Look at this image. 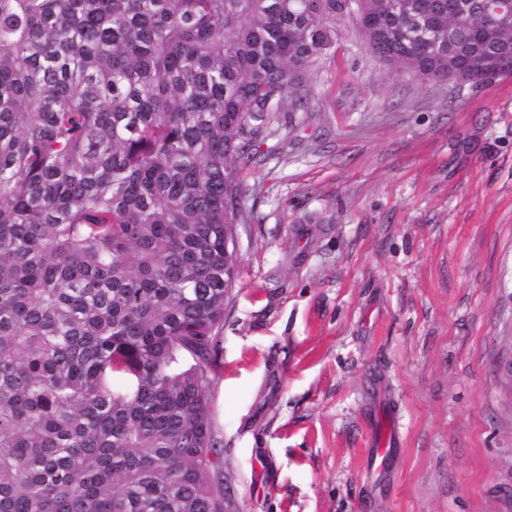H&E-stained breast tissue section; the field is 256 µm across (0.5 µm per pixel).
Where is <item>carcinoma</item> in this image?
Here are the masks:
<instances>
[{
	"label": "carcinoma",
	"instance_id": "carcinoma-1",
	"mask_svg": "<svg viewBox=\"0 0 512 512\" xmlns=\"http://www.w3.org/2000/svg\"><path fill=\"white\" fill-rule=\"evenodd\" d=\"M488 0H0V512H224L210 374L242 165L341 21L425 80Z\"/></svg>",
	"mask_w": 512,
	"mask_h": 512
}]
</instances>
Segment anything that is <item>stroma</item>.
Instances as JSON below:
<instances>
[{"label": "stroma", "mask_w": 512, "mask_h": 512, "mask_svg": "<svg viewBox=\"0 0 512 512\" xmlns=\"http://www.w3.org/2000/svg\"><path fill=\"white\" fill-rule=\"evenodd\" d=\"M299 93L243 172L226 512H512V75L427 81L347 21ZM398 444L399 436L395 432L380 433L377 437V448H373L368 460L371 470L374 469L379 457H381V461L378 467L383 466L386 458L391 451L397 449Z\"/></svg>", "instance_id": "1"}]
</instances>
